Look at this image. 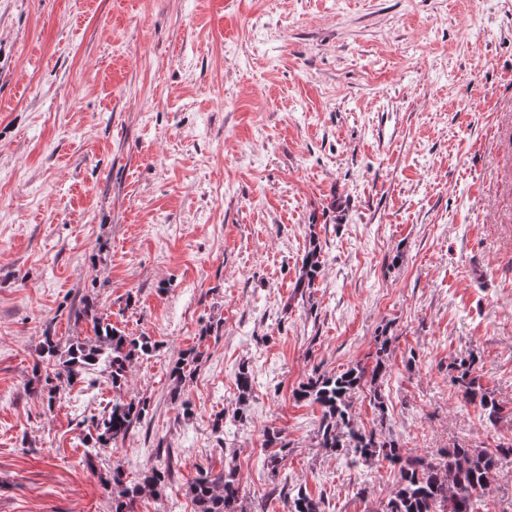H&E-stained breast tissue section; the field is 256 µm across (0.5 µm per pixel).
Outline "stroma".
<instances>
[{
    "mask_svg": "<svg viewBox=\"0 0 512 512\" xmlns=\"http://www.w3.org/2000/svg\"><path fill=\"white\" fill-rule=\"evenodd\" d=\"M84 298L158 349L121 391L100 367L51 402L41 336H91ZM383 343L385 407L357 393L359 427L387 412L419 454L512 446L448 371L474 355L512 408V0H0V512H112L100 473L138 479L159 448L174 477L134 512H193L189 483L228 465L251 512L292 484L374 512L394 470L316 447L293 391ZM192 348L186 416L169 366ZM116 397L149 416L88 468ZM313 235V248L308 251L302 260V275L298 282L297 288H311L314 286L315 279L318 277L322 268L321 251L317 245L314 244ZM264 445L268 450L266 456V466L269 468L271 473L276 474L284 461L286 443H283L280 436V432L274 429H268L264 431Z\"/></svg>",
    "mask_w": 512,
    "mask_h": 512,
    "instance_id": "stroma-1",
    "label": "stroma"
}]
</instances>
